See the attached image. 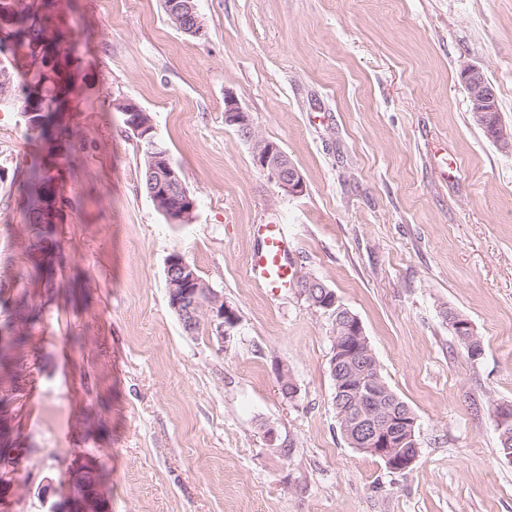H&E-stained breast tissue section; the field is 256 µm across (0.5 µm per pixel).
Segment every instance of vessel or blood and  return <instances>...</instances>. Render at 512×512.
Masks as SVG:
<instances>
[{"label":"vessel or blood","instance_id":"b4317fda","mask_svg":"<svg viewBox=\"0 0 512 512\" xmlns=\"http://www.w3.org/2000/svg\"><path fill=\"white\" fill-rule=\"evenodd\" d=\"M254 232L260 241L249 274L261 287L280 293L295 285L297 270L289 259L288 233L281 224H259Z\"/></svg>","mask_w":512,"mask_h":512}]
</instances>
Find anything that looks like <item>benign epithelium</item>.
I'll return each mask as SVG.
<instances>
[{
	"label": "benign epithelium",
	"instance_id": "benign-epithelium-1",
	"mask_svg": "<svg viewBox=\"0 0 512 512\" xmlns=\"http://www.w3.org/2000/svg\"><path fill=\"white\" fill-rule=\"evenodd\" d=\"M164 7L171 22L182 33L195 39L206 37V28L197 14L195 0H164ZM463 79L468 86L472 112L478 114L486 111V106L495 97V91L482 71L466 67ZM113 108L127 116V122H138L137 131L148 128V124L141 123L139 119L143 109L135 103L115 100ZM224 123L235 128L244 139L252 143L254 161L270 180L292 194L303 191V180L286 154L277 144L255 136L248 115L232 97L224 99ZM151 165L155 184L152 197L156 208L164 211L169 199L177 195L183 203L181 219H193L195 201L189 196L179 172L171 165L168 156L152 155ZM166 275L171 308L179 316L187 334L194 335L196 327L205 322L222 335L225 328L237 323L236 313L224 304L218 291L197 277L184 257L177 254L170 256ZM337 303V298L333 297L322 303L321 307L331 309ZM339 310L342 311L338 317L340 325L331 336L333 344L337 345L331 365L339 396L350 399L344 419V437L355 449L380 458L390 470L404 471L412 466L418 456L416 418L397 405V400L390 395L387 386L378 380H369L372 394L363 392L362 383L355 377L356 366L362 363L375 369L377 360L359 318L342 306ZM450 326L468 352L480 353V340L467 319L455 316L451 318ZM85 464L87 461L84 460L71 467V495L63 502L54 504L49 512H107L103 483L96 485L91 496L81 492Z\"/></svg>",
	"mask_w": 512,
	"mask_h": 512
}]
</instances>
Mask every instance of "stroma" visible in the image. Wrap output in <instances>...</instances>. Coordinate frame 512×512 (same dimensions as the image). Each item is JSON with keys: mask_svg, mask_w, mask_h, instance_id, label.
Instances as JSON below:
<instances>
[{"mask_svg": "<svg viewBox=\"0 0 512 512\" xmlns=\"http://www.w3.org/2000/svg\"><path fill=\"white\" fill-rule=\"evenodd\" d=\"M207 35L163 0H68L69 200L50 283H29L17 182L36 145L0 107V328L26 295L13 485L0 512H48L93 457L109 512H512L495 409L512 404V152L477 124L461 79L482 69L512 128V0H195ZM234 97L304 182L280 188L224 123ZM148 112L196 201L167 220L144 152L112 102ZM284 224L300 275L360 320L387 385L413 410L405 471L352 448L330 374L332 318L299 288L250 277L258 224ZM181 254L237 316L186 335L168 305ZM468 319V357L449 314ZM299 393L285 398L279 370ZM52 478L49 494L40 491ZM195 0H166L164 7L171 22L182 33L195 38L206 37V28L199 18Z\"/></svg>", "mask_w": 512, "mask_h": 512, "instance_id": "stroma-1", "label": "stroma"}]
</instances>
